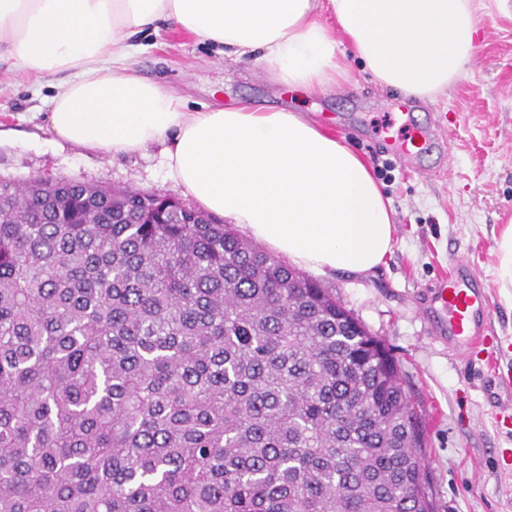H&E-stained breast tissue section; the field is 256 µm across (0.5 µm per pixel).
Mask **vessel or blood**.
I'll return each instance as SVG.
<instances>
[{
    "label": "vessel or blood",
    "instance_id": "b4317fda",
    "mask_svg": "<svg viewBox=\"0 0 512 512\" xmlns=\"http://www.w3.org/2000/svg\"><path fill=\"white\" fill-rule=\"evenodd\" d=\"M429 135L415 128L397 139L396 153L409 159L427 148ZM436 300L448 313V339L459 352L485 344L491 325L488 295L469 271V263L456 261L435 289Z\"/></svg>",
    "mask_w": 512,
    "mask_h": 512
}]
</instances>
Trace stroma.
Here are the masks:
<instances>
[{
	"mask_svg": "<svg viewBox=\"0 0 512 512\" xmlns=\"http://www.w3.org/2000/svg\"><path fill=\"white\" fill-rule=\"evenodd\" d=\"M482 37L473 63L447 95L406 98L352 63L348 82L322 95L288 93L254 61L223 59L198 40L144 30L136 73L176 90L187 111L247 104L303 114L346 139L366 161L390 162L378 183L394 211L393 246L374 270L322 276L397 361L403 388L425 426L424 464L438 512H512V408L489 394L493 373L512 375V305L498 282L496 240L512 221V0H474ZM58 78L33 81L0 66V179H67L169 194L191 202L161 163L160 145L136 154L91 152L56 140L46 112ZM437 126L445 151L407 167L385 144L405 120ZM487 290L484 346L458 356L441 337L443 312L430 292L455 258Z\"/></svg>",
	"mask_w": 512,
	"mask_h": 512,
	"instance_id": "35a3bbf8",
	"label": "stroma"
}]
</instances>
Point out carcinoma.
Masks as SVG:
<instances>
[{
    "label": "carcinoma",
    "instance_id": "cac0c4a2",
    "mask_svg": "<svg viewBox=\"0 0 512 512\" xmlns=\"http://www.w3.org/2000/svg\"><path fill=\"white\" fill-rule=\"evenodd\" d=\"M395 361L171 196L0 180V512H435Z\"/></svg>",
    "mask_w": 512,
    "mask_h": 512
}]
</instances>
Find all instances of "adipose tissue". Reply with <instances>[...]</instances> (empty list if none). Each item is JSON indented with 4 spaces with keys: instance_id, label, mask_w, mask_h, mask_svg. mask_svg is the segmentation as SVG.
Returning <instances> with one entry per match:
<instances>
[{
    "instance_id": "ef3b65f1",
    "label": "adipose tissue",
    "mask_w": 512,
    "mask_h": 512,
    "mask_svg": "<svg viewBox=\"0 0 512 512\" xmlns=\"http://www.w3.org/2000/svg\"><path fill=\"white\" fill-rule=\"evenodd\" d=\"M163 27L262 64L286 90L331 91L353 57L381 88L433 98L469 70L474 0H0V57L17 75L62 77L48 115L57 139L112 154L161 144L173 181L293 264L380 265L394 220L360 155L285 108L187 111L129 62L131 39Z\"/></svg>"
}]
</instances>
